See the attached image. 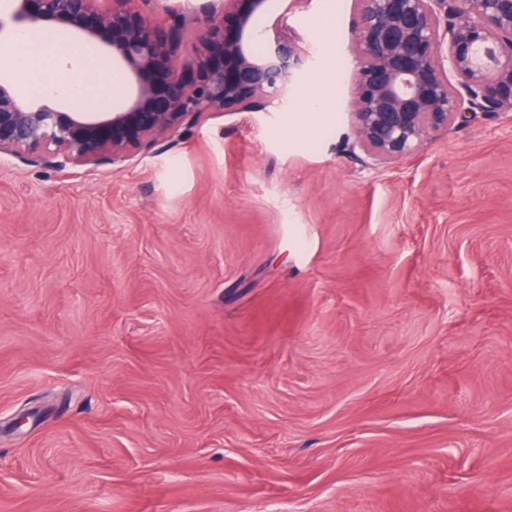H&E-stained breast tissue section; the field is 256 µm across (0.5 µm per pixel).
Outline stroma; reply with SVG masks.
I'll return each mask as SVG.
<instances>
[{
    "instance_id": "1",
    "label": "stroma",
    "mask_w": 512,
    "mask_h": 512,
    "mask_svg": "<svg viewBox=\"0 0 512 512\" xmlns=\"http://www.w3.org/2000/svg\"><path fill=\"white\" fill-rule=\"evenodd\" d=\"M278 18L288 111L0 157V512H512V112L375 163L352 0Z\"/></svg>"
}]
</instances>
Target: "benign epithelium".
Instances as JSON below:
<instances>
[{"label": "benign epithelium", "instance_id": "1", "mask_svg": "<svg viewBox=\"0 0 512 512\" xmlns=\"http://www.w3.org/2000/svg\"><path fill=\"white\" fill-rule=\"evenodd\" d=\"M151 0H8L0 48L24 28L58 22L126 65L133 89L112 112H60L0 80V156L57 172L117 168L212 112L288 110L306 53L282 20L257 30L264 0H207L172 14ZM195 51L183 57L182 41ZM348 50L356 74L344 102L359 151L379 164L478 113L512 112V0H353ZM454 79H449L448 75Z\"/></svg>", "mask_w": 512, "mask_h": 512}]
</instances>
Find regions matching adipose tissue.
<instances>
[{"mask_svg":"<svg viewBox=\"0 0 512 512\" xmlns=\"http://www.w3.org/2000/svg\"><path fill=\"white\" fill-rule=\"evenodd\" d=\"M0 71L19 77L27 95L36 89L41 96L54 99L87 94L102 101L109 96L103 70L95 58L77 54L62 37L46 43L33 29L17 34L10 48L0 55Z\"/></svg>","mask_w":512,"mask_h":512,"instance_id":"obj_1","label":"adipose tissue"}]
</instances>
